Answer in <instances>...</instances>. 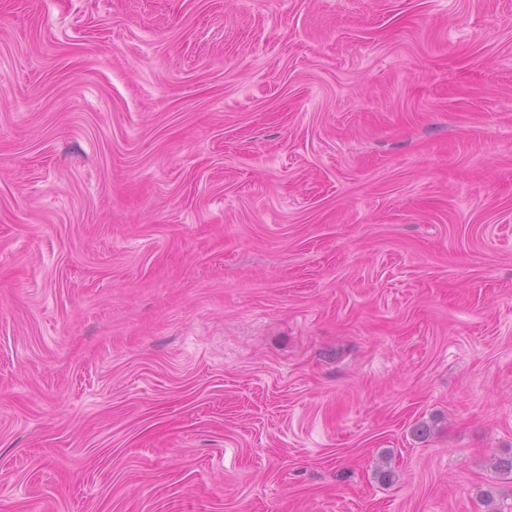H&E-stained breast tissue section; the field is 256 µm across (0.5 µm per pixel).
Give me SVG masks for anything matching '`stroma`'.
I'll use <instances>...</instances> for the list:
<instances>
[{
	"label": "stroma",
	"instance_id": "stroma-1",
	"mask_svg": "<svg viewBox=\"0 0 512 512\" xmlns=\"http://www.w3.org/2000/svg\"><path fill=\"white\" fill-rule=\"evenodd\" d=\"M511 456L512 0H0V512H512Z\"/></svg>",
	"mask_w": 512,
	"mask_h": 512
}]
</instances>
